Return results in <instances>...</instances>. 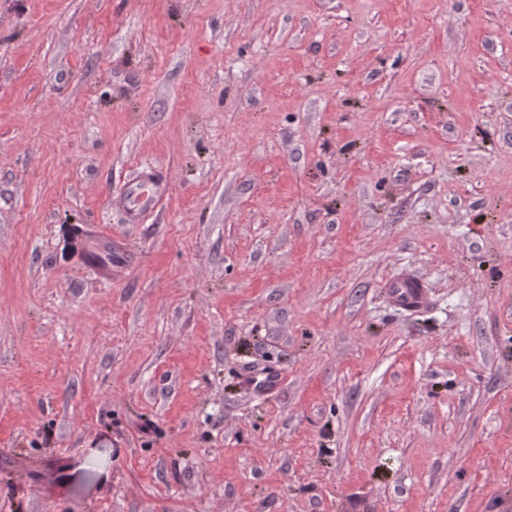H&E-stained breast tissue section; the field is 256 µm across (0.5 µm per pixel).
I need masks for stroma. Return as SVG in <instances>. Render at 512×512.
Returning a JSON list of instances; mask_svg holds the SVG:
<instances>
[{
    "mask_svg": "<svg viewBox=\"0 0 512 512\" xmlns=\"http://www.w3.org/2000/svg\"><path fill=\"white\" fill-rule=\"evenodd\" d=\"M0 512H512V0H0ZM135 198L138 208L130 210L133 218L154 207L167 190V183L162 178L150 173H142L135 183ZM388 288L393 301L403 310L416 311L426 301V290L423 283L416 277L404 275L393 280ZM243 382L252 391L261 394L277 387L280 384V378L273 371H250L245 373Z\"/></svg>",
    "mask_w": 512,
    "mask_h": 512,
    "instance_id": "1",
    "label": "stroma"
}]
</instances>
